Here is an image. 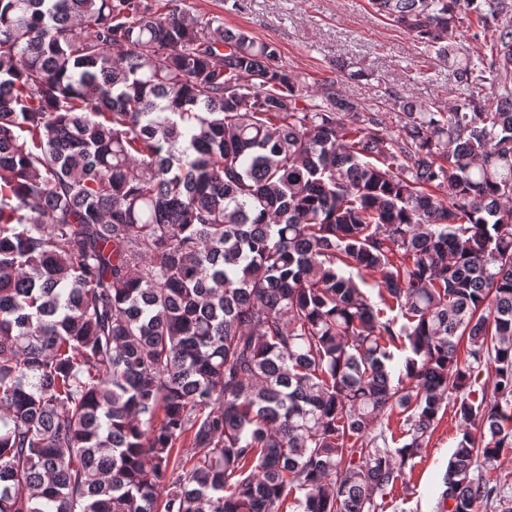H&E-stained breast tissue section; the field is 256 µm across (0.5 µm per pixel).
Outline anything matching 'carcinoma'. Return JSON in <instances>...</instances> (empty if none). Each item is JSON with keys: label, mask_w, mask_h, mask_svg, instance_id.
Returning <instances> with one entry per match:
<instances>
[{"label": "carcinoma", "mask_w": 512, "mask_h": 512, "mask_svg": "<svg viewBox=\"0 0 512 512\" xmlns=\"http://www.w3.org/2000/svg\"><path fill=\"white\" fill-rule=\"evenodd\" d=\"M180 2L0 0V512H383L449 407L512 512V4L370 0L464 93L368 108Z\"/></svg>", "instance_id": "1"}]
</instances>
